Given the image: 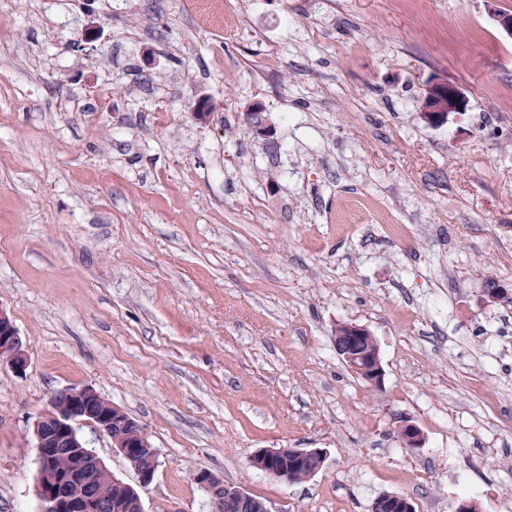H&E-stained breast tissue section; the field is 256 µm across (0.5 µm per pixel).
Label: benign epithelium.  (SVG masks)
Segmentation results:
<instances>
[{"mask_svg":"<svg viewBox=\"0 0 512 512\" xmlns=\"http://www.w3.org/2000/svg\"><path fill=\"white\" fill-rule=\"evenodd\" d=\"M463 89L447 79L426 85L420 100V119L431 127L448 123L449 117L468 110ZM488 304H499L512 292L498 279L484 281ZM334 346L342 363L368 388L380 390L385 369L376 337L356 323L338 325ZM25 372L28 357L11 317L0 306V365ZM87 423L107 436L115 452L123 456L138 476L139 485H149L158 468V452L143 427L121 407L89 386L71 387L53 393L33 425L39 467L36 494L42 512H144L138 490L113 475L101 457L78 434L77 425ZM396 434L406 448H422L426 438L411 419L398 420ZM322 448H261L250 465L275 480L292 483L304 467L319 472L325 462ZM194 480L209 497L210 512H247L254 496L224 481V477L200 468ZM371 512H416L411 498L397 493L380 496Z\"/></svg>","mask_w":512,"mask_h":512,"instance_id":"benign-epithelium-1","label":"benign epithelium"}]
</instances>
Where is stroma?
<instances>
[{"instance_id":"obj_1","label":"stroma","mask_w":512,"mask_h":512,"mask_svg":"<svg viewBox=\"0 0 512 512\" xmlns=\"http://www.w3.org/2000/svg\"><path fill=\"white\" fill-rule=\"evenodd\" d=\"M212 10L0 0V307L28 355L0 365V512H40L33 423L81 386L157 448L145 512H208L195 468L269 512H512V304L482 292L512 283V0ZM436 77L470 104L432 128ZM343 322L377 337L382 390L338 358ZM261 448L327 457L287 484ZM397 423L396 434L404 447L412 449L424 447L426 438L418 425L409 418H402ZM373 512H416L411 498L397 493H386L380 496L371 507Z\"/></svg>"}]
</instances>
